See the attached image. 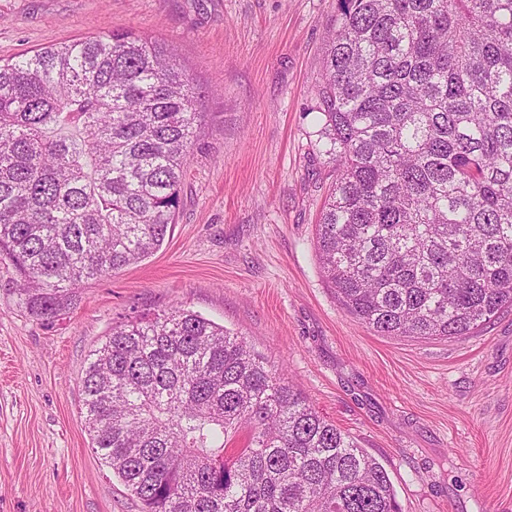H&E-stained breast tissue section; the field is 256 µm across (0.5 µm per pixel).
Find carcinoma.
I'll return each mask as SVG.
<instances>
[{
  "mask_svg": "<svg viewBox=\"0 0 512 512\" xmlns=\"http://www.w3.org/2000/svg\"><path fill=\"white\" fill-rule=\"evenodd\" d=\"M315 87L323 277L383 336L512 307V0H336ZM197 92L129 31L0 64V257L37 319L158 250ZM92 448L144 512H401L386 469L241 337L172 307L89 354Z\"/></svg>",
  "mask_w": 512,
  "mask_h": 512,
  "instance_id": "1",
  "label": "carcinoma"
}]
</instances>
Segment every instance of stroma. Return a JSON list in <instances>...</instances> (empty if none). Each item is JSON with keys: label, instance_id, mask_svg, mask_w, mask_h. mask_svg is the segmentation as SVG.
<instances>
[{"label": "stroma", "instance_id": "obj_1", "mask_svg": "<svg viewBox=\"0 0 512 512\" xmlns=\"http://www.w3.org/2000/svg\"><path fill=\"white\" fill-rule=\"evenodd\" d=\"M336 0H0V60L114 31L176 47L203 122L175 222L142 262L32 317L0 259V512H143L80 407L115 323L179 306L243 337L377 459L401 512H512V308L451 339L382 336L325 282L335 178L313 90Z\"/></svg>", "mask_w": 512, "mask_h": 512}]
</instances>
